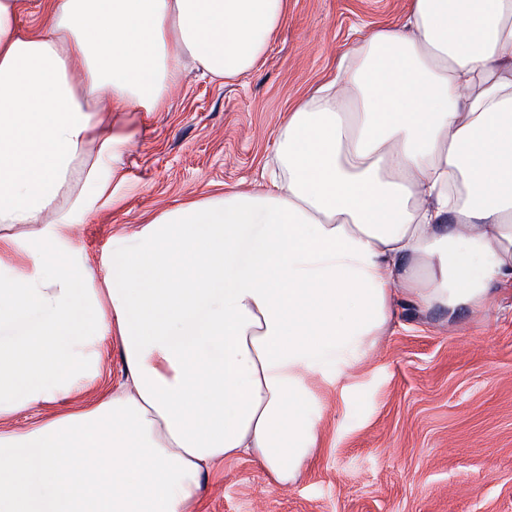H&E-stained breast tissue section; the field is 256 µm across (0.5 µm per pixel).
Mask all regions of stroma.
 <instances>
[{
    "mask_svg": "<svg viewBox=\"0 0 512 512\" xmlns=\"http://www.w3.org/2000/svg\"><path fill=\"white\" fill-rule=\"evenodd\" d=\"M408 0H287L255 68L223 83L187 69L158 112H118L129 139L111 207L69 233L99 266L134 247L145 221L179 202L268 184L289 112L344 51L404 22ZM399 322L345 384L323 389L310 464L286 485L256 460L210 473L198 512H512V286L453 327L399 302Z\"/></svg>",
    "mask_w": 512,
    "mask_h": 512,
    "instance_id": "1",
    "label": "stroma"
}]
</instances>
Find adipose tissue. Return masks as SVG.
Masks as SVG:
<instances>
[{"label":"adipose tissue","instance_id":"adipose-tissue-1","mask_svg":"<svg viewBox=\"0 0 512 512\" xmlns=\"http://www.w3.org/2000/svg\"><path fill=\"white\" fill-rule=\"evenodd\" d=\"M285 0H0V512H188L224 460L311 461L320 400L395 322L451 325L512 282V0H410L288 115L266 190L152 217L94 268L66 229L112 201L115 112L183 59L222 79ZM95 155H88L89 145ZM83 188L65 203L68 185ZM124 377L95 404L110 343ZM123 359L120 347L117 343L113 342L112 345L107 346L101 361V379L97 385L87 388L78 399L74 402V406L78 407L81 404L91 402L96 399L100 386H112V382H117L123 375Z\"/></svg>","mask_w":512,"mask_h":512}]
</instances>
